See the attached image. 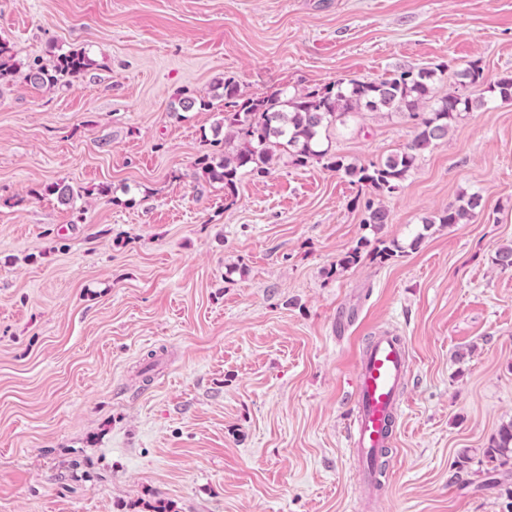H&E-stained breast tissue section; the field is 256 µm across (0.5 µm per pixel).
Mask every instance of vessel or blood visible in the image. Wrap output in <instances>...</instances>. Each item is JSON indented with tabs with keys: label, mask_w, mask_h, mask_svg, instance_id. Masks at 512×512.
I'll use <instances>...</instances> for the list:
<instances>
[{
	"label": "vessel or blood",
	"mask_w": 512,
	"mask_h": 512,
	"mask_svg": "<svg viewBox=\"0 0 512 512\" xmlns=\"http://www.w3.org/2000/svg\"><path fill=\"white\" fill-rule=\"evenodd\" d=\"M407 369L405 344L399 336L376 337L359 359L355 414L347 441L363 492L379 486L378 463L391 443L397 397Z\"/></svg>",
	"instance_id": "vessel-or-blood-1"
}]
</instances>
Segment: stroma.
I'll use <instances>...</instances> for the list:
<instances>
[{
	"mask_svg": "<svg viewBox=\"0 0 512 512\" xmlns=\"http://www.w3.org/2000/svg\"><path fill=\"white\" fill-rule=\"evenodd\" d=\"M18 61L90 68L0 88V512H512L483 455L512 420V102L464 114L396 192L404 253L327 271L371 230L369 192L281 159L234 196L195 175L242 95L478 62L512 74V0H0ZM410 119L365 112L332 152L379 161ZM62 181L72 206L43 194ZM479 194L468 224L423 229ZM418 247L410 242L416 234ZM409 368L363 510L346 427L360 353ZM466 470H458L461 454ZM91 60L85 52L70 51L57 55L50 68L29 66L26 79L36 88H51L65 77L80 75L91 66Z\"/></svg>",
	"mask_w": 512,
	"mask_h": 512,
	"instance_id": "stroma-1",
	"label": "stroma"
}]
</instances>
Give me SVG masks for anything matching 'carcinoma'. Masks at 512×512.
<instances>
[{
  "mask_svg": "<svg viewBox=\"0 0 512 512\" xmlns=\"http://www.w3.org/2000/svg\"><path fill=\"white\" fill-rule=\"evenodd\" d=\"M91 66L84 52L70 51L57 55L51 67L31 66L26 79L36 88H51L65 77L80 75ZM20 69L12 49L0 41V86L8 85ZM448 66L434 68H408L376 80L334 81L311 90L290 92L276 90L262 97H245L237 84L225 80L219 84L222 93L216 98L224 107L223 138L205 140V144L224 149L205 152L197 157L195 167L206 183H219L224 195L235 193L238 180L244 175L264 177L278 165L283 155L293 164L307 166L312 162L341 173L360 189L378 195L395 192L425 153L448 137V132L464 112L483 107L491 100L512 101V75H503L485 82L483 69L475 62L465 64L456 75L459 86L438 96L434 84L438 75ZM482 84L486 95L473 98L465 93L469 85ZM361 112L401 114L413 121L415 134L400 152L380 162H348L342 155L331 152L324 145L333 127L344 126L349 118ZM62 205L74 199L70 185L53 182L44 189ZM481 198L477 193L462 195L425 221L426 227L434 224L452 226L473 221L480 215ZM389 223V212L382 206L366 205L362 224L373 231ZM401 246L380 241L370 247L364 238L359 245L347 252L338 263L327 270V276L336 275L337 269L358 264L363 256L380 264L395 257ZM500 270L512 269V245H503L492 258ZM485 455L490 461L504 466L512 461V420L502 424L492 437Z\"/></svg>",
  "mask_w": 512,
  "mask_h": 512,
  "instance_id": "1",
  "label": "carcinoma"
}]
</instances>
